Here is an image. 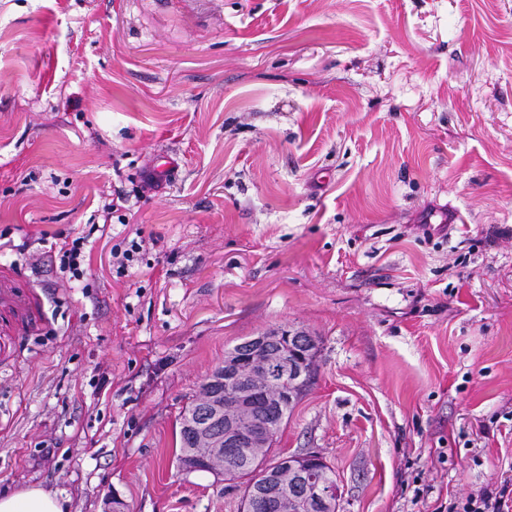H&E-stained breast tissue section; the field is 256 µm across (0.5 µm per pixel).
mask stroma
<instances>
[{"label": "stroma", "mask_w": 512, "mask_h": 512, "mask_svg": "<svg viewBox=\"0 0 512 512\" xmlns=\"http://www.w3.org/2000/svg\"><path fill=\"white\" fill-rule=\"evenodd\" d=\"M118 192L126 226L103 222ZM0 278L33 295L0 355V495L239 512L179 468L178 416L279 327L317 338V374L272 453L322 456L338 512L499 485L512 0H0ZM136 236L138 238H140L139 241L132 239L130 241L129 248L122 250L120 248V245H117V244L112 247V250H111L112 266L116 265L117 269L119 270L118 272L120 274H121V271H125L129 267V264L134 261L135 254L139 253V251L142 248V244H141L143 242L142 236L139 233L136 234ZM85 237H78L72 240L71 246L69 243L64 242V246L59 249V269L63 274H68L69 279L74 278L78 280L85 275L83 245ZM70 246V247H68Z\"/></svg>", "instance_id": "stroma-1"}]
</instances>
